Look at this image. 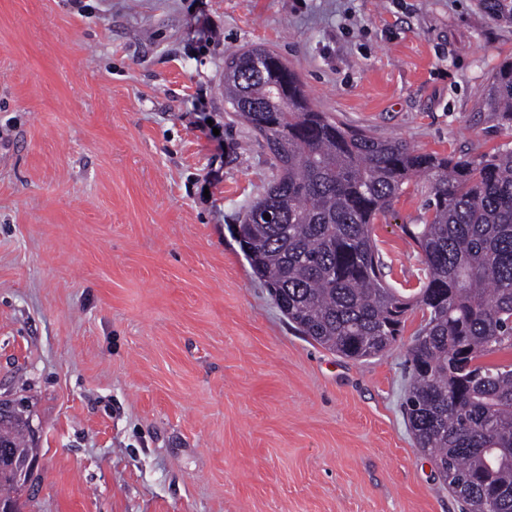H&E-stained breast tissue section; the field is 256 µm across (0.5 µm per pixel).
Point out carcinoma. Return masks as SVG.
Here are the masks:
<instances>
[{
    "label": "carcinoma",
    "mask_w": 512,
    "mask_h": 512,
    "mask_svg": "<svg viewBox=\"0 0 512 512\" xmlns=\"http://www.w3.org/2000/svg\"><path fill=\"white\" fill-rule=\"evenodd\" d=\"M479 4L512 22V0ZM483 96L512 127V59ZM224 101L278 169L237 228L255 277L301 335L355 360L387 351L421 312L403 403L416 447L461 512H512V362H481L512 351V148L438 157L347 127L314 110L297 74L262 46L225 60ZM416 175L431 177L412 233L425 281L404 297L383 279L372 230ZM34 440L23 406L0 414V505L28 482Z\"/></svg>",
    "instance_id": "cac0c4a2"
}]
</instances>
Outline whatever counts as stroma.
<instances>
[{
    "label": "stroma",
    "mask_w": 512,
    "mask_h": 512,
    "mask_svg": "<svg viewBox=\"0 0 512 512\" xmlns=\"http://www.w3.org/2000/svg\"><path fill=\"white\" fill-rule=\"evenodd\" d=\"M261 45L312 105L421 152L512 147L482 102L512 23L478 0H0V396L27 401L23 512H460L385 353L299 336L234 226L276 178L224 101ZM411 178L372 236L411 295Z\"/></svg>",
    "instance_id": "1"
}]
</instances>
